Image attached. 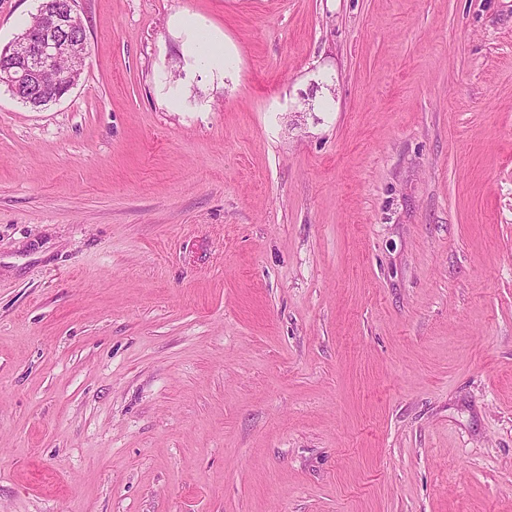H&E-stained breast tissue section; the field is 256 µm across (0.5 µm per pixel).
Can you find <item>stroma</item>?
<instances>
[{
    "label": "stroma",
    "mask_w": 512,
    "mask_h": 512,
    "mask_svg": "<svg viewBox=\"0 0 512 512\" xmlns=\"http://www.w3.org/2000/svg\"><path fill=\"white\" fill-rule=\"evenodd\" d=\"M76 9L0 86V512H512V0ZM75 2L43 0L37 13L38 28L0 48V86L28 93V104L33 108L60 100L76 85L84 70L89 54L88 37ZM60 59L69 60L70 72L55 87L43 86L44 73ZM179 25L187 35L188 52L206 70L224 75V47L202 26L197 18H181Z\"/></svg>",
    "instance_id": "obj_1"
}]
</instances>
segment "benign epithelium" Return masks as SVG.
I'll list each match as a JSON object with an SVG mask.
<instances>
[{
    "instance_id": "1",
    "label": "benign epithelium",
    "mask_w": 512,
    "mask_h": 512,
    "mask_svg": "<svg viewBox=\"0 0 512 512\" xmlns=\"http://www.w3.org/2000/svg\"><path fill=\"white\" fill-rule=\"evenodd\" d=\"M76 0H42L38 28L0 48V86L29 94L34 108L60 100L80 78L88 58L85 25L75 10ZM67 59L71 70L52 88L41 84L44 73Z\"/></svg>"
}]
</instances>
